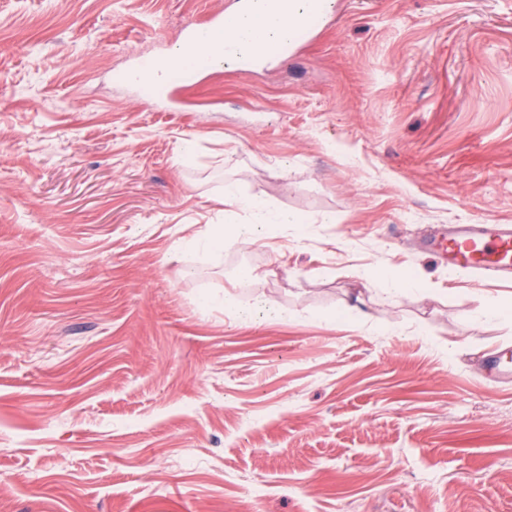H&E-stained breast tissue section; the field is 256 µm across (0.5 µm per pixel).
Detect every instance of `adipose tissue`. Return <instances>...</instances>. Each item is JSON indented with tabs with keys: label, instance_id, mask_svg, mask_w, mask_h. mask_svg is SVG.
<instances>
[{
	"label": "adipose tissue",
	"instance_id": "ef3b65f1",
	"mask_svg": "<svg viewBox=\"0 0 512 512\" xmlns=\"http://www.w3.org/2000/svg\"><path fill=\"white\" fill-rule=\"evenodd\" d=\"M330 0H292L293 8L287 19L276 21L263 12H255L247 17L229 16L228 26L224 29L208 31L203 39L204 47L225 45L228 39H236L240 47H247L253 39L260 38L273 44L292 38L295 29L308 17L313 4L328 5ZM225 199L239 201L246 208L251 220L246 224H228L223 229L209 233L206 238L207 246L215 252L227 247H244L255 243L261 230L270 224H300L302 218L291 211H272L262 203L252 200L238 199L233 189H226Z\"/></svg>",
	"mask_w": 512,
	"mask_h": 512
}]
</instances>
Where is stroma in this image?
Returning <instances> with one entry per match:
<instances>
[{
    "mask_svg": "<svg viewBox=\"0 0 512 512\" xmlns=\"http://www.w3.org/2000/svg\"><path fill=\"white\" fill-rule=\"evenodd\" d=\"M224 3L0 0V512H512V283L421 247L512 224V0H334L176 112L121 82ZM228 185L309 222L213 254ZM360 279L370 285L390 284L389 290L399 293L424 288L420 279H411L404 277L401 280H391L383 271L379 269L365 268L360 273Z\"/></svg>",
    "mask_w": 512,
    "mask_h": 512,
    "instance_id": "1",
    "label": "stroma"
}]
</instances>
